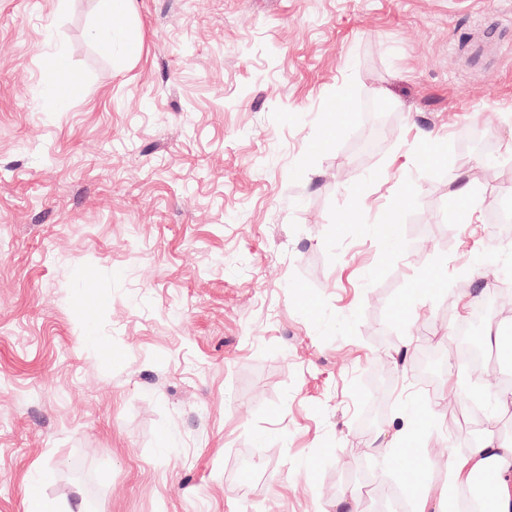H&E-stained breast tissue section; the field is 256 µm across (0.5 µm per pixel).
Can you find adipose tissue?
Wrapping results in <instances>:
<instances>
[{
  "label": "adipose tissue",
  "mask_w": 512,
  "mask_h": 512,
  "mask_svg": "<svg viewBox=\"0 0 512 512\" xmlns=\"http://www.w3.org/2000/svg\"><path fill=\"white\" fill-rule=\"evenodd\" d=\"M135 0H98L99 23L95 38L101 53L125 59L136 58L139 42L132 18ZM490 473L495 477L494 512H512V445L492 436L475 440L466 453L454 455L448 481L459 491L474 477Z\"/></svg>",
  "instance_id": "obj_1"
}]
</instances>
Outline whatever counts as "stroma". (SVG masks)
Returning <instances> with one entry per match:
<instances>
[{
  "label": "stroma",
  "instance_id": "stroma-1",
  "mask_svg": "<svg viewBox=\"0 0 512 512\" xmlns=\"http://www.w3.org/2000/svg\"><path fill=\"white\" fill-rule=\"evenodd\" d=\"M136 8L141 55L118 61L96 0H0V512H26L38 469L47 512L447 492V449L512 440L507 409L448 428L494 397L449 358L455 326L501 317L488 290L512 281V240L486 233L512 194V0ZM390 218L405 243L374 236Z\"/></svg>",
  "mask_w": 512,
  "mask_h": 512
}]
</instances>
